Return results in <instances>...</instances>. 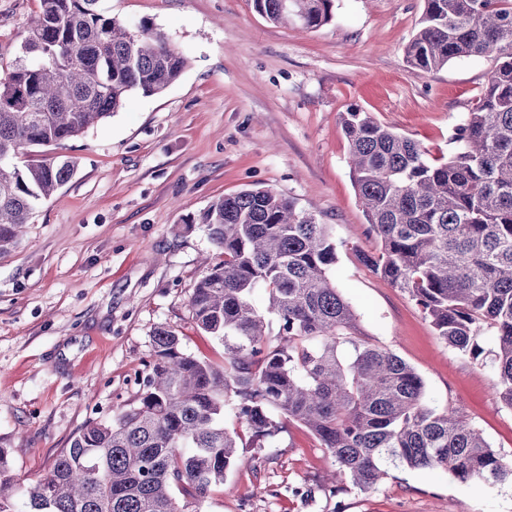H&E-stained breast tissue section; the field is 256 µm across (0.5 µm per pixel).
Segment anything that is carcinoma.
Here are the masks:
<instances>
[{"mask_svg": "<svg viewBox=\"0 0 512 512\" xmlns=\"http://www.w3.org/2000/svg\"><path fill=\"white\" fill-rule=\"evenodd\" d=\"M97 0H40L17 56L0 75V250L36 204L71 177L57 156L19 164L28 149L61 145L122 107L162 93L187 60L142 23L134 29ZM274 24L316 28L332 0H254ZM495 58L477 107L439 161L416 140L352 108L342 117L348 164L372 251L358 261L406 292L438 336L478 359L490 333L496 394L512 409V0H426L408 62L436 71ZM219 250L190 297L196 325L224 345V363L196 358L169 326L153 333L137 403L89 420L36 483L18 488L0 450V512H201L250 445L306 427L335 463L331 483L368 489L390 468L444 470L461 483L512 482V462L454 408L425 401V383L394 353L359 338L357 316L329 276V225L269 189H245L199 216ZM268 293L266 312L253 304ZM279 332L271 340L268 318ZM284 417L277 421L273 413ZM190 500L180 502L172 488Z\"/></svg>", "mask_w": 512, "mask_h": 512, "instance_id": "obj_1", "label": "carcinoma"}]
</instances>
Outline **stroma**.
Here are the masks:
<instances>
[{
	"mask_svg": "<svg viewBox=\"0 0 512 512\" xmlns=\"http://www.w3.org/2000/svg\"><path fill=\"white\" fill-rule=\"evenodd\" d=\"M39 0H0V70L18 53ZM122 23L150 24L188 65L164 92L131 94L112 116L31 160L77 159L71 179L39 202L23 236L0 252V448L16 483L48 473L89 420L134 403L156 327L217 362L218 340L189 305L218 251L197 218L244 189H271L331 225L330 277L364 339L410 364L428 403L455 408L507 460L512 410L496 395L485 335L472 360L441 339L414 301L360 264L373 250L347 164L341 115L357 107L447 156L455 127L482 95L491 57L426 72L406 61L425 0H333L331 20L276 25L253 0H99ZM333 460L289 424L262 448H242L202 512H512V484H464L444 471L390 469L369 489L323 484Z\"/></svg>",
	"mask_w": 512,
	"mask_h": 512,
	"instance_id": "1",
	"label": "stroma"
}]
</instances>
